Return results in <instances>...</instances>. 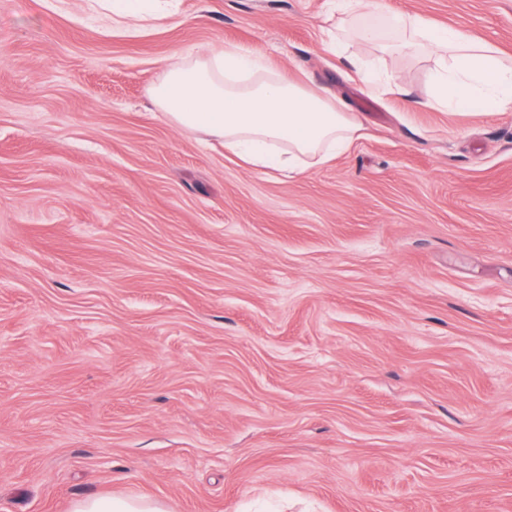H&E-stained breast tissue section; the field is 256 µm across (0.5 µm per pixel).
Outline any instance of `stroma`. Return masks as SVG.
Instances as JSON below:
<instances>
[{
  "label": "stroma",
  "mask_w": 512,
  "mask_h": 512,
  "mask_svg": "<svg viewBox=\"0 0 512 512\" xmlns=\"http://www.w3.org/2000/svg\"><path fill=\"white\" fill-rule=\"evenodd\" d=\"M512 59V0H377ZM324 0H0V512H512V110L362 91ZM241 45L362 128L263 174L148 99ZM90 3H104L101 0H86ZM140 0H108L106 5L107 13L104 15L112 26L129 25L130 22L147 24L154 19L155 13H165L167 5L164 2L169 0H152L154 13L146 12L138 3ZM73 512H164L152 501L121 496H105L84 500L73 506Z\"/></svg>",
  "instance_id": "stroma-1"
}]
</instances>
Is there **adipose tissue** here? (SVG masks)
Here are the masks:
<instances>
[{
    "label": "adipose tissue",
    "mask_w": 512,
    "mask_h": 512,
    "mask_svg": "<svg viewBox=\"0 0 512 512\" xmlns=\"http://www.w3.org/2000/svg\"><path fill=\"white\" fill-rule=\"evenodd\" d=\"M396 43L383 42L377 29L360 26L354 39L328 37L324 50L342 57L352 42L374 43L379 50L411 51L427 42L439 59L437 79L451 93L453 108L491 103L512 109V67L494 47L477 42L460 28H441L422 16L391 15ZM175 127L206 134L254 170L302 171L327 161L348 145L360 125L342 101L324 97L285 73L271 69L251 50L225 45L189 55L161 72L149 90Z\"/></svg>",
    "instance_id": "adipose-tissue-1"
}]
</instances>
